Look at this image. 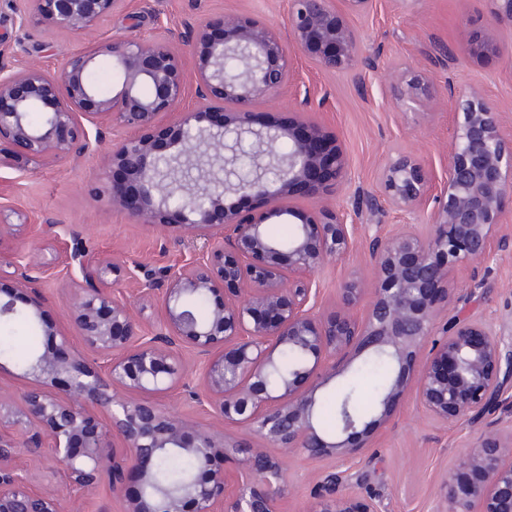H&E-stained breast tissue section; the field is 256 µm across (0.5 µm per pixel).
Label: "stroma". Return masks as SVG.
Returning <instances> with one entry per match:
<instances>
[{
  "label": "stroma",
  "mask_w": 512,
  "mask_h": 512,
  "mask_svg": "<svg viewBox=\"0 0 512 512\" xmlns=\"http://www.w3.org/2000/svg\"><path fill=\"white\" fill-rule=\"evenodd\" d=\"M23 0H0V38L13 45L17 60L59 66L57 45L93 50L99 37L135 27L153 40L170 30L183 31L220 18L227 12L271 23L288 33L289 0H132L128 9L104 18L96 33L75 38L65 32L20 27ZM361 54L350 70L336 74L318 69L303 57L276 100L254 108L256 127L284 126L294 121L295 95L310 92L314 117L336 136L349 159V179L331 201L347 218L356 242L347 255L329 260L319 272L320 302L334 309L338 289L358 276L372 281L368 246L374 233L391 236L403 230L427 233L421 214L409 215L388 204L357 209L358 195L378 192L381 172L390 155L408 151L422 158L436 177H443L455 116L449 97L478 90L501 117L506 141L512 143V62L473 58L460 53L468 38L483 35L494 24L492 0H372L370 8L348 17ZM425 73L438 98L434 113L407 108L393 89L398 74ZM107 161L95 155L81 161L61 159L27 171L0 168V224H17L20 234L0 242V287L13 288L21 274L37 277V299L47 325L68 323L77 266L69 264L66 241L86 243L93 261L134 259L145 272L195 259L203 240L180 228L140 224L113 210L102 177ZM454 298L442 319L474 315L503 334L512 333V223L496 225L489 253L448 270ZM512 430V385L503 403L481 419L442 424L428 416L413 392L392 408L371 448L352 459L288 462V488L280 512H305L319 490L324 472L343 477V489L372 499L378 512H438L441 486L452 474L465 448L487 428ZM66 512H124L122 497L108 483L90 490L65 488Z\"/></svg>",
  "instance_id": "obj_1"
}]
</instances>
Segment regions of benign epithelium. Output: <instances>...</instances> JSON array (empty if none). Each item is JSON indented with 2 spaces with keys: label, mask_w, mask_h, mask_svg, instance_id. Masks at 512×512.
Segmentation results:
<instances>
[{
  "label": "benign epithelium",
  "mask_w": 512,
  "mask_h": 512,
  "mask_svg": "<svg viewBox=\"0 0 512 512\" xmlns=\"http://www.w3.org/2000/svg\"><path fill=\"white\" fill-rule=\"evenodd\" d=\"M496 4V22L464 50L476 58L504 52L501 27L512 26V0ZM371 0H290L288 38L270 24L229 12L183 33L146 41L136 31L100 39L90 52L59 48L57 68L0 64V165L24 169L63 158L98 153L108 159L112 208L141 224H179L204 236L202 253L181 266L146 276L138 297L114 290L120 278L136 279L133 260L93 265L88 249L73 245L69 259L83 282L73 289L70 318L100 360L64 354L67 334L51 326L56 347L42 346L22 369L27 389L0 390V512H63L55 485L34 487L16 469L18 456L49 450L69 483L92 489L112 480L124 493L125 512H279L292 455L310 459L363 454L377 429L390 419L392 403L408 388L390 376L370 419H357L352 398H343L340 425L327 435L315 424L317 391L342 361L372 349L371 357L403 367L431 348L415 376L417 401L432 418L453 424L472 418L498 400L512 383V336L481 319L455 317L434 338L448 268L484 257L493 228L503 223L502 200L512 196V145L498 111L479 91L452 101L455 132L443 184H433L412 153L390 159L381 177L382 196H360L374 209L386 200L414 213L432 207V230L423 239L410 231L374 235L370 285L349 280L340 287L339 311L318 307L316 273L350 253L355 239L344 214L326 203L301 214L294 200L347 180L349 163L334 135L310 116V96L294 102L298 119L286 128H253L257 103L288 84L294 57L336 73L355 64L360 41L344 14L369 8ZM129 0H25L19 26L83 36L127 8ZM110 59L122 79L119 92H100L90 79L95 58ZM399 99L421 109L437 99L428 77L412 70L397 83ZM40 112L43 120L31 121ZM215 120L208 127L204 120ZM124 130L109 139L105 128ZM246 137L265 149L252 156L254 176H238L225 159L224 176L196 186L190 161L201 151L224 159ZM250 198L245 214L224 205V192ZM299 220L286 242L265 230L267 221ZM113 276L107 280V276ZM370 307L355 313L365 294ZM204 300L205 317L193 303ZM148 303L159 331L139 335L138 305ZM203 365L199 387L187 381L184 350ZM299 361L279 372L284 353ZM65 389L55 391L59 380ZM181 389L207 406L222 424H245L271 447H243L225 434L179 415L162 403ZM108 415L99 421L93 410ZM25 434L19 447L13 431ZM174 450L196 461L180 489L156 491L161 453ZM231 462L234 471L227 470ZM460 468L480 475L465 485L448 478L442 512H512V434L488 429L467 450ZM320 493L305 512H378L372 500L339 493L341 477L321 476Z\"/></svg>",
  "instance_id": "benign-epithelium-1"
}]
</instances>
